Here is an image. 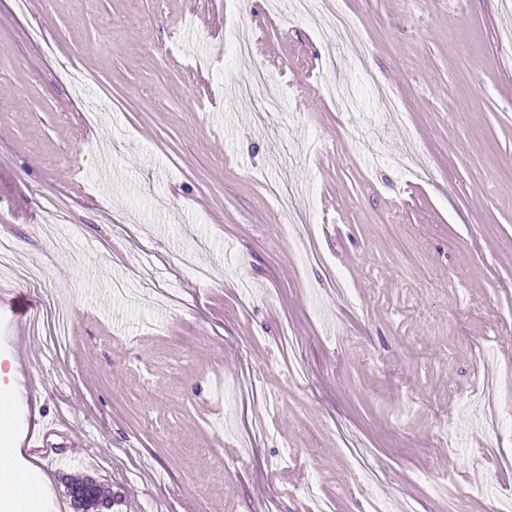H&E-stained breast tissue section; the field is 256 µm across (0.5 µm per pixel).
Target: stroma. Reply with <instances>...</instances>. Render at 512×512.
<instances>
[{
    "label": "stroma",
    "instance_id": "obj_1",
    "mask_svg": "<svg viewBox=\"0 0 512 512\" xmlns=\"http://www.w3.org/2000/svg\"><path fill=\"white\" fill-rule=\"evenodd\" d=\"M315 2L358 41L291 0H0V278L40 324L0 426L41 512H75L69 476L109 512H512L502 0ZM260 65L292 88L263 121L235 94ZM284 181L323 263L283 231ZM56 418L47 470L28 441Z\"/></svg>",
    "mask_w": 512,
    "mask_h": 512
}]
</instances>
